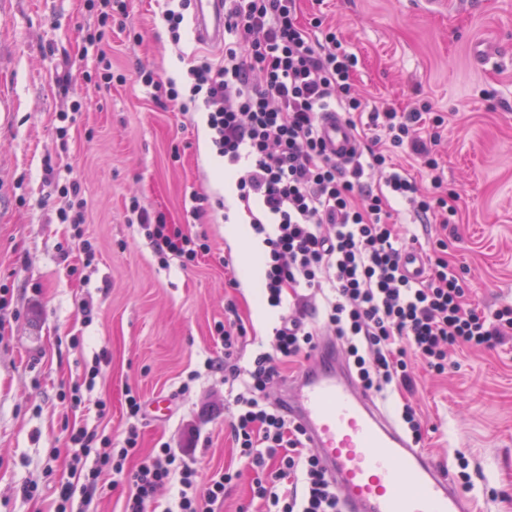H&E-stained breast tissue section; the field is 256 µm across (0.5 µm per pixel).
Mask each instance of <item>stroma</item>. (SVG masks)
<instances>
[{
    "mask_svg": "<svg viewBox=\"0 0 512 512\" xmlns=\"http://www.w3.org/2000/svg\"><path fill=\"white\" fill-rule=\"evenodd\" d=\"M126 5L102 29L89 0H0V512H57L55 486L70 478L68 422L110 435L117 448L134 426L144 451L163 441L188 449L203 481L226 467L242 471L222 512H262L227 432L236 389L206 362L224 355L212 332L227 300L248 329L245 368L258 353H274L279 311L262 292L228 285L253 241L226 236L224 210L237 195L205 113L163 108L137 81L141 68L182 78L187 55L219 57L224 47L196 40L189 18L173 40L157 0ZM298 20L319 39L336 32L355 54L367 109L426 108L442 194L457 214L427 239L397 200V222L404 236L419 235L422 251L447 241L473 304H512V0H445L433 14L417 0H301ZM98 31L114 74L100 88L87 82L81 60L86 37ZM480 43L499 48L497 65L475 62ZM76 100L84 106L59 138V115ZM49 159L82 186V237L58 218ZM196 193L225 205L196 218ZM134 200L205 236L210 253L188 265L160 258L130 210ZM85 239L96 251L89 265ZM101 353L107 361L83 388V404L62 403L61 392L84 380ZM412 373L407 401L421 448L438 460L464 456L478 508L512 512V344L458 349L441 376L418 361ZM129 391L147 405L166 395L168 414L130 416ZM53 448L60 455L52 462ZM29 482L39 486L31 499L20 493ZM98 487L92 503L74 497L67 512H123L129 485L105 470Z\"/></svg>",
    "mask_w": 512,
    "mask_h": 512,
    "instance_id": "stroma-1",
    "label": "stroma"
}]
</instances>
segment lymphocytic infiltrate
<instances>
[{"label": "lymphocytic infiltrate", "mask_w": 512, "mask_h": 512, "mask_svg": "<svg viewBox=\"0 0 512 512\" xmlns=\"http://www.w3.org/2000/svg\"><path fill=\"white\" fill-rule=\"evenodd\" d=\"M298 0H224V56L191 58L185 84L140 73L155 100L180 112L203 110L216 154L237 172L236 189L267 261L264 290L281 308L274 329L275 354H257L241 370L237 352L247 329L236 315L215 325L224 349V377H246L233 398L230 435L252 474L255 499L268 512H341L336 484L318 456L308 452L299 425L271 402L267 389L285 366L309 359L315 338L326 330L341 342L346 363L360 385L383 398L412 392L407 354L444 373L453 351L494 349L512 342V306L479 308L468 303L460 274L443 252L445 241L427 255L422 276H408L405 251L392 218L391 200L413 205L416 221L456 214L441 195L443 172L435 154L437 136L425 132L422 112L393 108L366 112L353 90V54L329 35L321 49L297 21ZM345 121L366 117L371 145L355 165L328 154L320 137V113ZM408 147L426 170L422 189L395 167L386 146ZM159 256L194 262L209 252L206 240L189 235L163 216L132 204ZM324 291L317 315L308 310V290ZM137 428L121 447L87 428L70 431L75 447L70 481L60 483V503L75 494L92 498L102 470L130 485L124 512H215L234 473L219 471L199 485L184 453L161 443L149 454L139 448ZM95 457L85 469L83 460ZM178 477L175 507H161L160 488Z\"/></svg>", "instance_id": "1"}]
</instances>
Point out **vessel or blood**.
Returning a JSON list of instances; mask_svg holds the SVG:
<instances>
[{
    "mask_svg": "<svg viewBox=\"0 0 512 512\" xmlns=\"http://www.w3.org/2000/svg\"><path fill=\"white\" fill-rule=\"evenodd\" d=\"M194 21L199 41L223 42V0H195ZM320 134L337 160L357 157V135L338 114L321 115ZM283 392L289 415L336 483L342 512H476L475 498L448 466L416 447L358 385L334 338L319 342Z\"/></svg>",
    "mask_w": 512,
    "mask_h": 512,
    "instance_id": "vessel-or-blood-1",
    "label": "vessel or blood"
}]
</instances>
